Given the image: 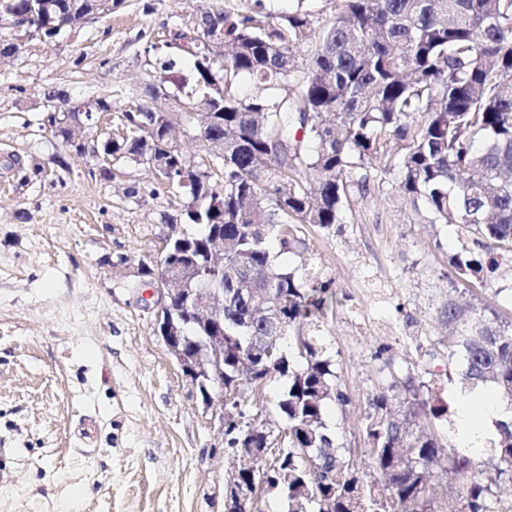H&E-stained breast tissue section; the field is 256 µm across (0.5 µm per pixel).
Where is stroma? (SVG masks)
Wrapping results in <instances>:
<instances>
[{
	"label": "stroma",
	"instance_id": "1",
	"mask_svg": "<svg viewBox=\"0 0 512 512\" xmlns=\"http://www.w3.org/2000/svg\"><path fill=\"white\" fill-rule=\"evenodd\" d=\"M194 0H122L109 18L56 44L24 43L0 59V160L18 155L42 175L0 167V512H224L232 459L218 416L173 362L153 300L129 288L117 255L156 254L182 200L137 169L126 196L99 161L69 156L44 120L47 89L84 99L135 85L163 28L187 23ZM302 255L331 280L321 334L350 397L328 425L363 454L370 395L391 372L447 369L440 311L453 229L413 224L391 186L353 193L344 223L304 226ZM512 270L465 291L512 320L500 289ZM436 360H429V353Z\"/></svg>",
	"mask_w": 512,
	"mask_h": 512
}]
</instances>
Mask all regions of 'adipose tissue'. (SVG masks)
I'll list each match as a JSON object with an SVG mask.
<instances>
[{
	"label": "adipose tissue",
	"mask_w": 512,
	"mask_h": 512,
	"mask_svg": "<svg viewBox=\"0 0 512 512\" xmlns=\"http://www.w3.org/2000/svg\"><path fill=\"white\" fill-rule=\"evenodd\" d=\"M459 436L463 445L483 447L487 440L496 438L495 422L503 418L504 408L492 391L479 389L458 396Z\"/></svg>",
	"instance_id": "adipose-tissue-1"
}]
</instances>
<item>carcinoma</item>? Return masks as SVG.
I'll use <instances>...</instances> for the list:
<instances>
[{
    "label": "carcinoma",
    "instance_id": "obj_1",
    "mask_svg": "<svg viewBox=\"0 0 512 512\" xmlns=\"http://www.w3.org/2000/svg\"><path fill=\"white\" fill-rule=\"evenodd\" d=\"M77 2L0 0V55L18 51L20 24L55 43L71 29ZM294 2L276 15L264 0L244 9L199 5L190 26L167 29L152 45L175 53L148 62L140 86L118 90L132 106L122 111V134L99 137L97 153L184 199L180 218L163 223L197 228L144 260V285L158 264L205 262L207 244L229 242L224 270L207 284L224 292V410L240 418L224 428V443L240 460L260 445L251 420L288 432V448L269 453L260 471H238L236 487L263 482L283 512H324L326 498L335 512H512L495 491L512 481V419L497 423L487 448L461 447L454 430L444 442L415 423L448 415L442 390L412 376L368 398L365 461L339 442L325 409L349 397L318 334L331 281L277 264L268 248L274 240L291 253L300 226L344 223L351 194L380 189L392 175L412 220L456 230L461 250L448 260L455 281L484 283L512 266V0H341L325 23L316 0ZM193 25L188 47L173 43ZM183 57L187 77L179 75ZM113 97L110 86L80 102L48 94L58 102L53 136L85 156L65 113L84 107L96 119L112 111ZM177 126L200 142L198 152L169 137ZM247 283L284 316L264 369L243 363L269 335L260 307L241 294ZM441 318L452 328L448 370L469 390L491 388L512 411V322L452 293ZM181 319L187 346L200 348L210 327L188 312ZM273 378L286 385L270 416ZM437 467L458 482L438 507L430 491Z\"/></svg>",
    "mask_w": 512,
    "mask_h": 512
}]
</instances>
